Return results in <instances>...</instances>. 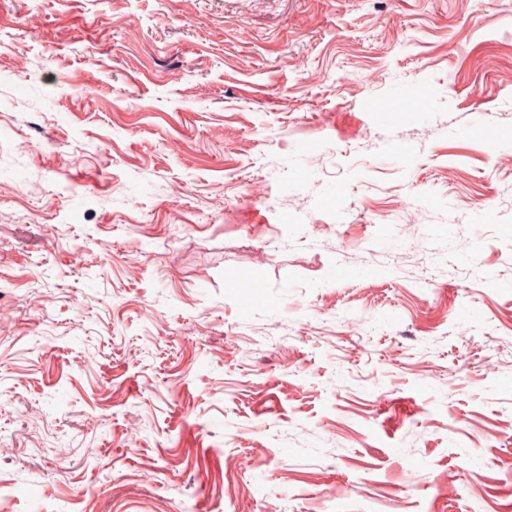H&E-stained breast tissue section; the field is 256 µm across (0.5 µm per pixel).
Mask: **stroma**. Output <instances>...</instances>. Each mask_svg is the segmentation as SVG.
Returning <instances> with one entry per match:
<instances>
[{
	"instance_id": "35a3bbf8",
	"label": "stroma",
	"mask_w": 512,
	"mask_h": 512,
	"mask_svg": "<svg viewBox=\"0 0 512 512\" xmlns=\"http://www.w3.org/2000/svg\"><path fill=\"white\" fill-rule=\"evenodd\" d=\"M0 306V512H512V0H0Z\"/></svg>"
}]
</instances>
